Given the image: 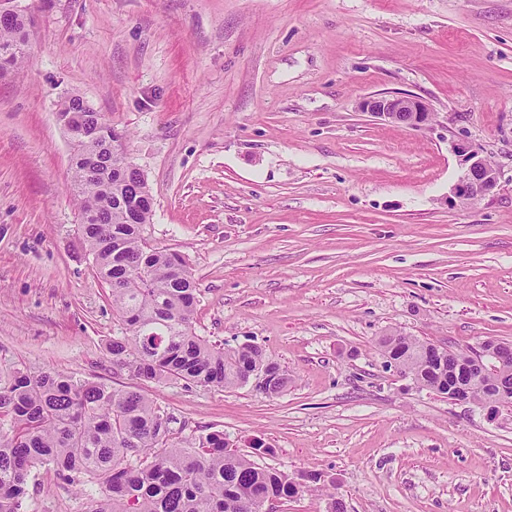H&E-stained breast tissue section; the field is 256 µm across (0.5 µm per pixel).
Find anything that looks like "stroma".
<instances>
[{
  "instance_id": "stroma-1",
  "label": "stroma",
  "mask_w": 512,
  "mask_h": 512,
  "mask_svg": "<svg viewBox=\"0 0 512 512\" xmlns=\"http://www.w3.org/2000/svg\"><path fill=\"white\" fill-rule=\"evenodd\" d=\"M28 62L0 78V376L131 386L70 193L56 119L79 95L126 134L155 200L143 236L199 289L192 329L254 343L280 395L140 383L184 438L222 431L291 477L272 512H512V407L491 420L388 366L382 336L512 345V0H20ZM429 104L414 130L370 95ZM478 147L499 186L455 197ZM26 512H87L97 484L34 472Z\"/></svg>"
}]
</instances>
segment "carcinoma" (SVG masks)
Masks as SVG:
<instances>
[{"mask_svg": "<svg viewBox=\"0 0 512 512\" xmlns=\"http://www.w3.org/2000/svg\"><path fill=\"white\" fill-rule=\"evenodd\" d=\"M31 26L18 9L10 18L0 17V72L10 75L23 65ZM60 111L83 113L109 134L117 133L78 95L66 98ZM91 153L98 158L97 173L75 160L71 187L82 238L109 288L120 326V335L108 345L112 363L134 379L224 389L246 386L248 372L264 369L271 386L260 392L281 393L288 374L259 347L226 350L196 336L197 287L185 259L148 247L142 226L151 223L153 210L139 206L136 177L119 178L126 160L104 142L77 149L79 156ZM381 346L417 384L443 390L427 356L430 342L393 333ZM499 348L488 342L480 352H454L460 361L493 360L471 388L475 404H496L495 386L512 385V357H497ZM174 422L135 389L58 372L15 373L0 385V512H24L28 483L38 467L71 485L99 483L101 492L88 512H259L268 501L298 492L288 474L262 468L229 448L222 431L173 441Z\"/></svg>", "mask_w": 512, "mask_h": 512, "instance_id": "carcinoma-1", "label": "carcinoma"}]
</instances>
